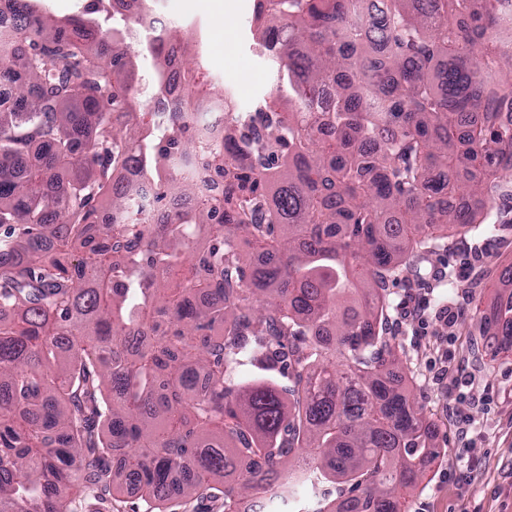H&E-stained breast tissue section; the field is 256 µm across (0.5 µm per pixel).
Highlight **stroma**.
<instances>
[{
	"label": "stroma",
	"mask_w": 512,
	"mask_h": 512,
	"mask_svg": "<svg viewBox=\"0 0 512 512\" xmlns=\"http://www.w3.org/2000/svg\"><path fill=\"white\" fill-rule=\"evenodd\" d=\"M253 8L254 0H154L166 26L183 25L190 43L209 41L202 63L213 83L229 86L238 71H251L250 89L234 98L239 112L253 111L276 83L270 62L252 47ZM491 221L495 230L480 240L443 239L425 280L404 272L388 284L391 307L380 329L403 360L399 386L422 405L440 450L404 494L406 512H512V356L494 353L482 324L497 305V272L512 263V206H500ZM421 299L424 329L406 313ZM447 310L456 314L450 330ZM463 471L470 481H459Z\"/></svg>",
	"instance_id": "1"
}]
</instances>
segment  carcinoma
I'll use <instances>...</instances> for the list:
<instances>
[{"instance_id": "carcinoma-1", "label": "carcinoma", "mask_w": 512, "mask_h": 512, "mask_svg": "<svg viewBox=\"0 0 512 512\" xmlns=\"http://www.w3.org/2000/svg\"><path fill=\"white\" fill-rule=\"evenodd\" d=\"M1 3L0 512H67L125 476L154 512H240L313 479L358 492L344 512H402L438 450L394 385L385 290L401 264L423 276L434 232L480 236L512 199V0H256L253 44L288 93L253 117L167 28L146 45L154 96L176 99L164 124L95 20ZM215 99L224 130L204 138ZM128 168L153 207L113 181ZM499 281L484 325L512 353V265Z\"/></svg>"}]
</instances>
